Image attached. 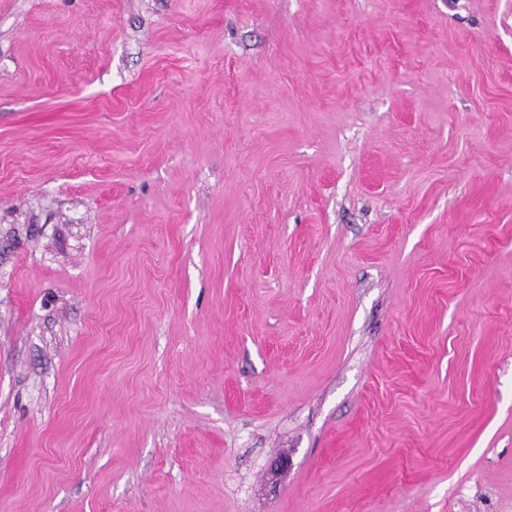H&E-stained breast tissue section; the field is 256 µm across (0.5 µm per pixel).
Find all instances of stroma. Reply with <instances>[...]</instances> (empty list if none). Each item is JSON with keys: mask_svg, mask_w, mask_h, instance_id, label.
Listing matches in <instances>:
<instances>
[{"mask_svg": "<svg viewBox=\"0 0 512 512\" xmlns=\"http://www.w3.org/2000/svg\"><path fill=\"white\" fill-rule=\"evenodd\" d=\"M0 512H512V0H0Z\"/></svg>", "mask_w": 512, "mask_h": 512, "instance_id": "35a3bbf8", "label": "stroma"}]
</instances>
